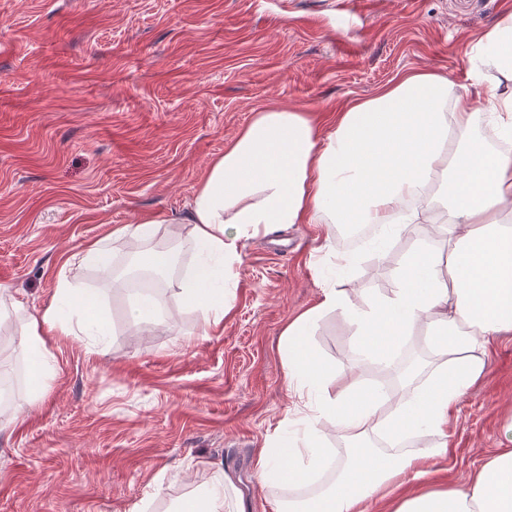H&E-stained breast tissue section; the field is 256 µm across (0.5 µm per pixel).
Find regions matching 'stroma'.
<instances>
[{"mask_svg":"<svg viewBox=\"0 0 512 512\" xmlns=\"http://www.w3.org/2000/svg\"><path fill=\"white\" fill-rule=\"evenodd\" d=\"M512 12V0H0V286L22 309L0 310V362L18 368L0 404V512H193L199 488L224 482V512H284L315 480L258 484L261 449L303 454L310 439L344 462L347 441L284 381L285 326L322 296L339 255L353 265L337 287L352 302L391 296L396 273L434 225L411 224L377 256L348 248L330 224L284 225L246 241L228 284L224 322L174 281L197 267L182 225L209 163L272 104L328 112L372 95L397 74L427 69L469 81L470 36ZM163 217L157 240L180 261L164 274L160 326L134 295L81 260L102 241L117 261L113 228ZM109 318L90 336L63 315L45 336L42 375L20 342L59 279ZM357 328L326 312L306 342L329 372L374 373L355 353ZM418 322L408 337L418 366L390 377L408 398L447 363ZM484 376L448 415L444 434L375 438L401 454L447 442L435 458L445 486H464L500 448L512 420V341L493 347Z\"/></svg>","mask_w":512,"mask_h":512,"instance_id":"35a3bbf8","label":"stroma"}]
</instances>
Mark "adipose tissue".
<instances>
[{
    "instance_id": "ef3b65f1",
    "label": "adipose tissue",
    "mask_w": 512,
    "mask_h": 512,
    "mask_svg": "<svg viewBox=\"0 0 512 512\" xmlns=\"http://www.w3.org/2000/svg\"><path fill=\"white\" fill-rule=\"evenodd\" d=\"M467 60L468 87L435 71L410 69L373 95L339 105L328 120L286 106L259 110L210 162L183 218L202 271L185 275L176 292L203 309L212 327L224 319L230 269L244 240L259 229L324 220L377 225L381 231L369 249L380 255L407 225L428 222L429 184L440 180L448 187L450 203L439 226L447 253L422 248L419 261L398 270L392 296L364 308L355 307L345 289L323 286L321 301L282 332L289 390L314 397L319 415L356 444L369 432L401 438L443 431L450 409L483 375L490 346L512 334V150L466 144L482 117L500 138L512 140V17L474 36ZM74 293L59 281L52 309L22 329L38 368L53 359L43 330L57 324L58 309L71 307L81 323L107 327L105 315L90 302H74ZM337 309L357 325L356 351L364 359L385 362L423 321L434 330L431 348L449 354L447 368L395 411H381L377 390L354 376L329 373L308 355V329L323 312ZM504 435L507 448L481 464L463 489L435 487L432 461L447 454L446 445L400 455L357 446L331 490L305 512H368L376 495L392 499L391 512H512V422ZM272 456V449L261 450L259 482H304L325 466V451L317 447L300 466L272 464ZM409 479L421 482V489L405 490Z\"/></svg>"
}]
</instances>
